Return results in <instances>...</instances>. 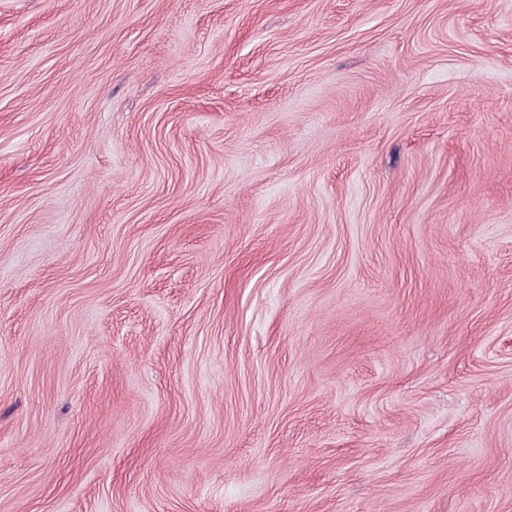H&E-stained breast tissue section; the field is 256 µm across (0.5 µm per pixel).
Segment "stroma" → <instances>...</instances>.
<instances>
[{
	"instance_id": "stroma-1",
	"label": "stroma",
	"mask_w": 512,
	"mask_h": 512,
	"mask_svg": "<svg viewBox=\"0 0 512 512\" xmlns=\"http://www.w3.org/2000/svg\"><path fill=\"white\" fill-rule=\"evenodd\" d=\"M0 512H512V0H0Z\"/></svg>"
}]
</instances>
